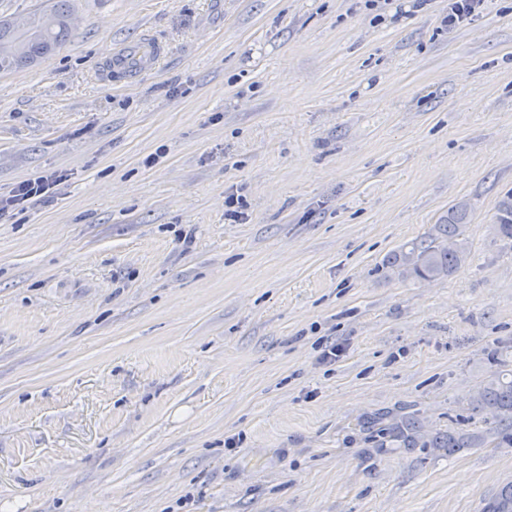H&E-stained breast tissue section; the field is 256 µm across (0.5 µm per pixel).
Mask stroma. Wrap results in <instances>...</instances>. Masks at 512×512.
Returning a JSON list of instances; mask_svg holds the SVG:
<instances>
[{
	"mask_svg": "<svg viewBox=\"0 0 512 512\" xmlns=\"http://www.w3.org/2000/svg\"><path fill=\"white\" fill-rule=\"evenodd\" d=\"M447 10L75 0L0 73V194L66 178L0 215V512H481L512 481L470 405L512 369V0ZM145 33L165 57L112 85ZM460 202L465 264L395 276ZM413 415L488 441L400 447ZM448 13L441 19L442 27L450 30L467 22L480 12L485 0H448ZM62 175H33L20 181L8 194L0 196V215L9 209L45 202L57 194V186L63 184Z\"/></svg>",
	"mask_w": 512,
	"mask_h": 512,
	"instance_id": "stroma-1",
	"label": "stroma"
}]
</instances>
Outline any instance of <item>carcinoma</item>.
Masks as SVG:
<instances>
[{
  "mask_svg": "<svg viewBox=\"0 0 512 512\" xmlns=\"http://www.w3.org/2000/svg\"><path fill=\"white\" fill-rule=\"evenodd\" d=\"M21 20L23 24L16 26L10 19H0L1 73L31 67L70 40L72 0H50L48 7ZM468 219L466 204L451 206L425 236L395 251L388 259V268L402 279L431 282L447 278L467 258L460 236ZM493 228L501 237L512 240V198L499 206ZM472 405L490 423L512 428V370L494 371ZM389 431L404 448H446L450 455L481 442L480 437L470 434H429L414 417L392 424ZM482 512H512V482L502 484Z\"/></svg>",
  "mask_w": 512,
  "mask_h": 512,
  "instance_id": "1",
  "label": "carcinoma"
}]
</instances>
